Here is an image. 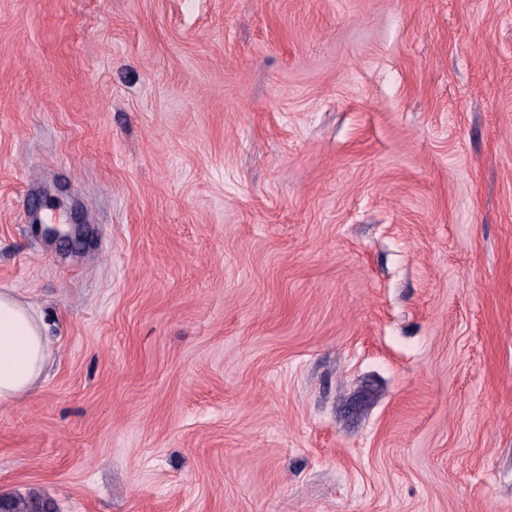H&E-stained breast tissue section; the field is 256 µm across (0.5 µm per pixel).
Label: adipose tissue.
Here are the masks:
<instances>
[{
  "label": "adipose tissue",
  "mask_w": 512,
  "mask_h": 512,
  "mask_svg": "<svg viewBox=\"0 0 512 512\" xmlns=\"http://www.w3.org/2000/svg\"><path fill=\"white\" fill-rule=\"evenodd\" d=\"M51 355L46 327L34 307L0 289V406L33 394Z\"/></svg>",
  "instance_id": "1"
}]
</instances>
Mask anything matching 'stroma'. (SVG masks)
I'll return each mask as SVG.
<instances>
[{
	"label": "stroma",
	"mask_w": 512,
	"mask_h": 512,
	"mask_svg": "<svg viewBox=\"0 0 512 512\" xmlns=\"http://www.w3.org/2000/svg\"><path fill=\"white\" fill-rule=\"evenodd\" d=\"M1 288L0 496L512 512V0H0ZM51 355L46 326L11 288L0 289V406L33 394Z\"/></svg>",
	"instance_id": "obj_1"
}]
</instances>
